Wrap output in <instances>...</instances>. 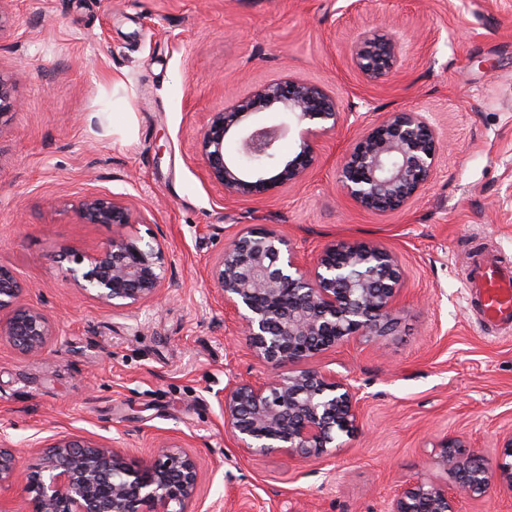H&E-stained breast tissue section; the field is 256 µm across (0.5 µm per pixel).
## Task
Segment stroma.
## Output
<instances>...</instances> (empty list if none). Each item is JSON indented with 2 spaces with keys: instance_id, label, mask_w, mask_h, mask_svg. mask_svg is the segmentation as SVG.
<instances>
[{
  "instance_id": "35a3bbf8",
  "label": "stroma",
  "mask_w": 512,
  "mask_h": 512,
  "mask_svg": "<svg viewBox=\"0 0 512 512\" xmlns=\"http://www.w3.org/2000/svg\"><path fill=\"white\" fill-rule=\"evenodd\" d=\"M380 33L401 62L367 81L350 45ZM324 85L342 115L305 180L227 200L206 174L210 113L283 76ZM0 266L60 325L39 357L0 339V436L26 468L57 439L112 442L128 461L171 441L203 473L195 512H388L404 483H449L432 458L459 437L495 467L512 433V328L481 321L464 286L478 252L512 266V0H0ZM428 113L443 148L406 207L342 197L340 162L362 124ZM124 192L154 221L171 268L161 307L115 311L69 284L104 224L75 203ZM274 227L303 262L377 240L404 271L395 328L323 353L350 378L357 428L317 460L261 456L224 428L225 386L267 371L207 284L237 234Z\"/></svg>"
}]
</instances>
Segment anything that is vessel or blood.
I'll list each match as a JSON object with an SVG mask.
<instances>
[{
    "mask_svg": "<svg viewBox=\"0 0 512 512\" xmlns=\"http://www.w3.org/2000/svg\"><path fill=\"white\" fill-rule=\"evenodd\" d=\"M466 286L489 320L512 327V271L480 258L473 262Z\"/></svg>",
    "mask_w": 512,
    "mask_h": 512,
    "instance_id": "obj_1",
    "label": "vessel or blood"
}]
</instances>
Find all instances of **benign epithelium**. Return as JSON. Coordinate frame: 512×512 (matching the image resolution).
Instances as JSON below:
<instances>
[{
	"instance_id": "7a95c632",
	"label": "benign epithelium",
	"mask_w": 512,
	"mask_h": 512,
	"mask_svg": "<svg viewBox=\"0 0 512 512\" xmlns=\"http://www.w3.org/2000/svg\"><path fill=\"white\" fill-rule=\"evenodd\" d=\"M365 78L378 82L399 64L395 43L383 34L351 46ZM16 106L10 82L0 75V121ZM280 108L297 124L309 123L299 150L288 160L281 141L289 124L253 121ZM341 118L336 95L324 86L285 76L257 86L213 112L199 149L211 182L227 199L273 193L301 182L316 160V139ZM239 134V160L226 157L225 139ZM441 149L434 124L419 111L392 112L362 127L341 163L340 192L355 205L391 212L407 205L427 185ZM274 175H269V172ZM75 211L84 224L112 227L106 247L72 256L69 280L114 310L159 301L168 273L165 245L126 232L150 224L153 212L132 195H88ZM211 288L235 311L254 356L268 369L262 381L239 380L224 388V428L249 452L321 459L343 435L357 428L359 398L350 380L310 365L322 353L357 337L386 335L397 320L402 276L396 254L376 241L326 246L307 265L280 233L252 228L225 244L208 273ZM14 273L0 266V338L36 358L60 327L42 310L23 303ZM288 372H282V369ZM456 437L441 441L433 463L451 485L410 482L388 512H456V499L478 497L497 482L512 493V434L500 445L492 471ZM23 472V461L0 438V487ZM199 460L164 442L152 458L129 462L115 446L59 439L43 448L42 463L28 475L27 512H191L200 480Z\"/></svg>"
}]
</instances>
